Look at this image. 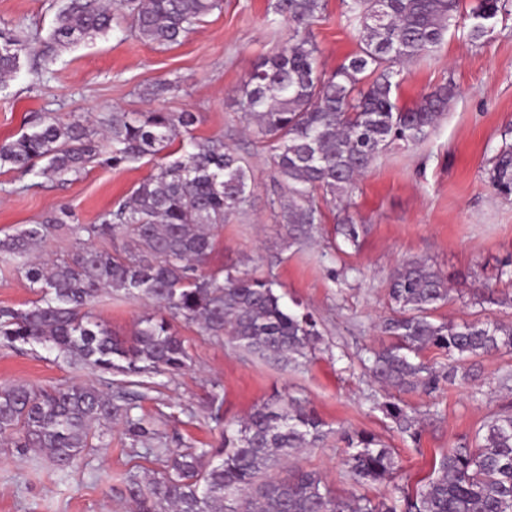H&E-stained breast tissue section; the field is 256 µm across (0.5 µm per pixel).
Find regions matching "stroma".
<instances>
[{"label": "stroma", "instance_id": "stroma-1", "mask_svg": "<svg viewBox=\"0 0 512 512\" xmlns=\"http://www.w3.org/2000/svg\"><path fill=\"white\" fill-rule=\"evenodd\" d=\"M273 2L222 0L194 33L173 46L114 33L62 51L51 73L41 78L21 73L0 94V143L17 137L36 112L64 120L82 115L96 128L115 109L189 110L200 116L197 136L223 137L247 156L253 166L251 196L243 210L226 219L207 266L274 275L284 304L297 300L308 307L321 323L323 339L298 367L285 369L199 335L195 327L180 326L191 366L165 377L162 388L131 387L137 412L184 445L200 448L218 435L206 412L212 390L220 391L229 420L243 418L274 394L293 397L314 407L336 431L323 446L302 451L294 465L318 471L339 494L378 498L397 485L416 487L442 454L472 438L490 415L512 406V390L500 385L502 375L512 371V354L473 359L471 377L431 396L394 394L363 366L373 350L390 342L378 325L391 314L389 276L403 260L424 259L447 273L451 297L436 311L437 319L512 323V280L497 277L501 265L512 264V200L487 181L492 158L512 144V15L499 20L483 46L471 45L459 27L409 67L395 93L399 107H413L422 94L448 80L458 95L426 140L380 156L359 179L349 212L368 231L358 247L339 253L336 205L330 201L320 204L324 218L314 244H289L270 206L274 183L266 151L245 134L235 106L253 64L285 43V29L272 21ZM58 3L0 0V27L23 18L46 34ZM312 30L325 72L336 70L358 48L342 0H326ZM160 81L171 83V91L151 101L140 96L144 85ZM154 166L145 158L120 169L92 168L29 190L25 177L2 167L0 233L63 209L80 223H94ZM483 278L496 279V291L479 305L475 295ZM152 309L148 302L121 297H104L94 306L121 336ZM86 378L46 348H0V385L49 388ZM395 396L419 417V441L400 434L379 410V403ZM341 431H366L382 439L400 462L398 474L355 485L343 465ZM103 442L68 474L46 454L0 446V512H128L131 478L146 477L160 466L146 451L130 453L121 427L108 431Z\"/></svg>", "mask_w": 512, "mask_h": 512}]
</instances>
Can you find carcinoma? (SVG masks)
Instances as JSON below:
<instances>
[{
	"label": "carcinoma",
	"instance_id": "obj_1",
	"mask_svg": "<svg viewBox=\"0 0 512 512\" xmlns=\"http://www.w3.org/2000/svg\"><path fill=\"white\" fill-rule=\"evenodd\" d=\"M508 0H477L467 19L474 46L494 30ZM357 27L358 50L336 71L318 67L310 26L325 0H275L273 13L288 26L275 55L253 65L236 105L250 136L286 196L270 201L288 238L311 237L323 214L314 192L342 201L381 154L429 137L456 96L448 81L412 108L394 98L410 64L435 50L462 14L461 0H342ZM220 0H65L49 34L29 59L32 34L17 22L0 29V93L25 64L50 72L60 52L109 32L158 45L186 38ZM195 112H114L96 131L81 116L61 121L44 113L17 138L0 144V166L49 181L88 168H117L161 157L156 172L92 224H72V248L44 259L41 248L72 215L51 213L0 237V264L12 267L38 298L25 309L0 307V347L41 346L93 376L178 374L191 365L175 321L203 336L226 340L248 354L288 365L321 340L309 312L286 308L277 283L255 273L204 270L215 232L251 191L249 164L224 138L192 134ZM179 142L178 149L171 146ZM493 189L512 197V145L489 169ZM356 245L367 228L345 216L336 227ZM150 301L157 311L120 337L93 312L102 294ZM394 314L381 331L395 342L374 353L371 376L398 391L427 395L457 377L470 358L512 352V323L438 321L450 299L448 276L427 261L398 264L389 277ZM436 347L448 369L419 360ZM223 398L211 394L207 413L220 425L207 448L174 451L154 425L133 414L123 387L106 394L85 381L51 388L0 386V440L20 451L51 456L62 471L99 447L103 429L120 421L130 448L152 447L161 473L129 483L136 512H512V411L499 412L475 433V446L450 448L414 490L378 500L334 494L315 471L285 469L304 448L335 431L314 408L274 395L242 421L224 422ZM400 433L417 441L418 417L397 402L383 405ZM344 466L359 484L393 477L399 461L367 432L342 434Z\"/></svg>",
	"mask_w": 512,
	"mask_h": 512
}]
</instances>
